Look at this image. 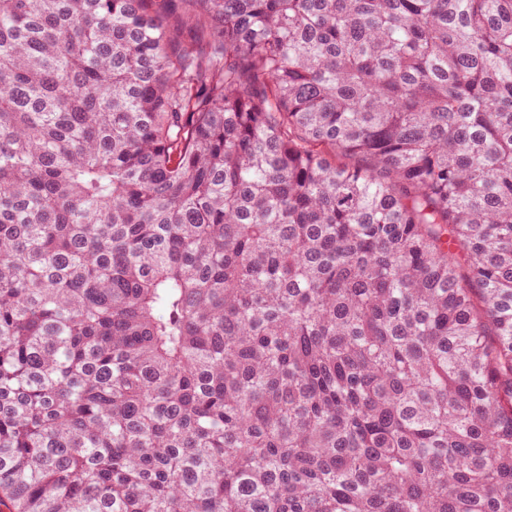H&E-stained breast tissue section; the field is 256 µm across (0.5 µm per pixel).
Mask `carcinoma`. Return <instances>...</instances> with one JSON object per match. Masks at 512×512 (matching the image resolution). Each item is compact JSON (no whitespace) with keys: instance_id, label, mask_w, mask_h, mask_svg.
<instances>
[{"instance_id":"cac0c4a2","label":"carcinoma","mask_w":512,"mask_h":512,"mask_svg":"<svg viewBox=\"0 0 512 512\" xmlns=\"http://www.w3.org/2000/svg\"><path fill=\"white\" fill-rule=\"evenodd\" d=\"M0 0L8 512H512V0Z\"/></svg>"}]
</instances>
